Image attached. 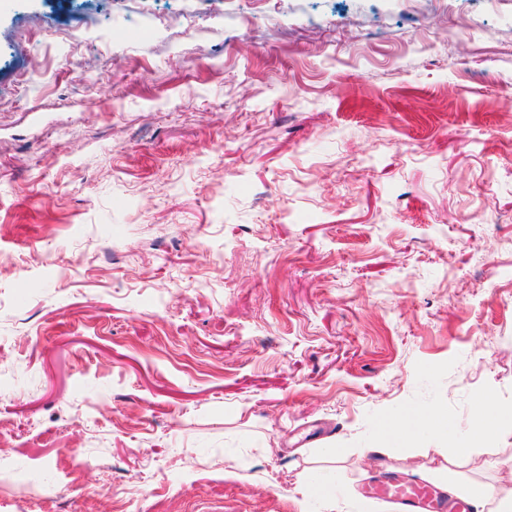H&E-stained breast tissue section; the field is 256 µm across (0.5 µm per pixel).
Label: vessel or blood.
Instances as JSON below:
<instances>
[{"instance_id":"1","label":"vessel or blood","mask_w":512,"mask_h":512,"mask_svg":"<svg viewBox=\"0 0 512 512\" xmlns=\"http://www.w3.org/2000/svg\"><path fill=\"white\" fill-rule=\"evenodd\" d=\"M367 495L392 500L405 512H470L469 503L462 498L437 494L429 484L387 481L368 486Z\"/></svg>"}]
</instances>
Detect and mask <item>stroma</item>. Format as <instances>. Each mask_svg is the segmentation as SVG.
<instances>
[{
  "instance_id": "obj_1",
  "label": "stroma",
  "mask_w": 512,
  "mask_h": 512,
  "mask_svg": "<svg viewBox=\"0 0 512 512\" xmlns=\"http://www.w3.org/2000/svg\"><path fill=\"white\" fill-rule=\"evenodd\" d=\"M483 394L512 0H0V512H348Z\"/></svg>"
}]
</instances>
